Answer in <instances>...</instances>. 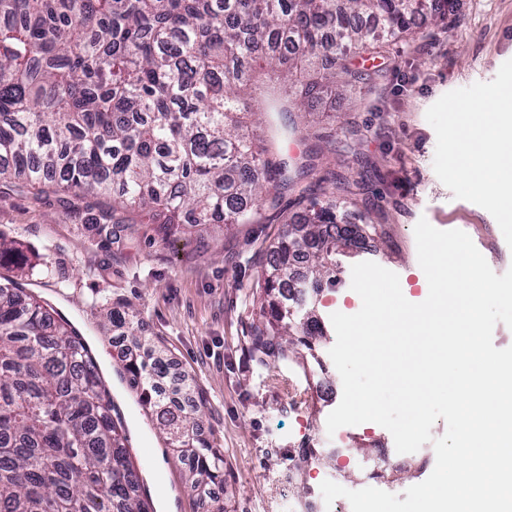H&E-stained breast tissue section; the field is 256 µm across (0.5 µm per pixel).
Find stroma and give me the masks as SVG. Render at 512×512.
<instances>
[{
  "mask_svg": "<svg viewBox=\"0 0 512 512\" xmlns=\"http://www.w3.org/2000/svg\"><path fill=\"white\" fill-rule=\"evenodd\" d=\"M346 64L360 72L358 82L309 97L305 111L291 115L294 128L273 111L260 117L282 153H313L322 172L346 185L336 194V213L358 241L336 251L335 288L306 302L326 332L317 359L300 353L262 364L249 352L259 262L283 229L275 212L203 237L191 228L168 242L141 213H122L117 224L105 205L90 212L52 194L0 192V234L17 253L0 264V282L25 275L28 288L89 340L124 410L131 457L155 483L151 498L160 512L219 505L224 512H292L327 479L403 495L418 479L392 467L391 433L366 422L344 427L343 439L328 435L336 404L316 391L320 384L342 388L329 356L336 342L330 316L357 308L351 268L375 262L398 274L407 300L419 301L427 279L414 227L422 218L467 233L496 274L512 268V220L456 177L449 122L452 111L512 87V0H458L447 23ZM105 303L124 308L126 328L103 320ZM135 335L186 375L203 410L198 433L224 455L223 483L190 487L187 464L115 374ZM305 448L323 454V465L299 468Z\"/></svg>",
  "mask_w": 512,
  "mask_h": 512,
  "instance_id": "1",
  "label": "stroma"
}]
</instances>
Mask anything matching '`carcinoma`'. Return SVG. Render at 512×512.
I'll return each mask as SVG.
<instances>
[{"instance_id":"obj_1","label":"carcinoma","mask_w":512,"mask_h":512,"mask_svg":"<svg viewBox=\"0 0 512 512\" xmlns=\"http://www.w3.org/2000/svg\"><path fill=\"white\" fill-rule=\"evenodd\" d=\"M457 0H0V188L112 200V213L225 230L279 210L311 156L282 155L251 129L242 65L261 62L287 115L332 78L359 79L350 54L448 20ZM292 66L282 68L283 56ZM331 56L338 71L300 74ZM273 243L250 350L286 360L322 335L296 307L336 245L335 192L292 217ZM303 259L306 273L294 269ZM121 366L153 409L190 487L224 480V455L195 432L200 405L159 353ZM126 420L84 338L40 297L0 283V512H154L128 452Z\"/></svg>"}]
</instances>
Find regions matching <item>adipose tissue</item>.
Listing matches in <instances>:
<instances>
[{"label":"adipose tissue","mask_w":512,"mask_h":512,"mask_svg":"<svg viewBox=\"0 0 512 512\" xmlns=\"http://www.w3.org/2000/svg\"><path fill=\"white\" fill-rule=\"evenodd\" d=\"M512 119V94L497 93L461 113L453 125L463 183L487 193L512 212V139L502 130Z\"/></svg>","instance_id":"1"}]
</instances>
